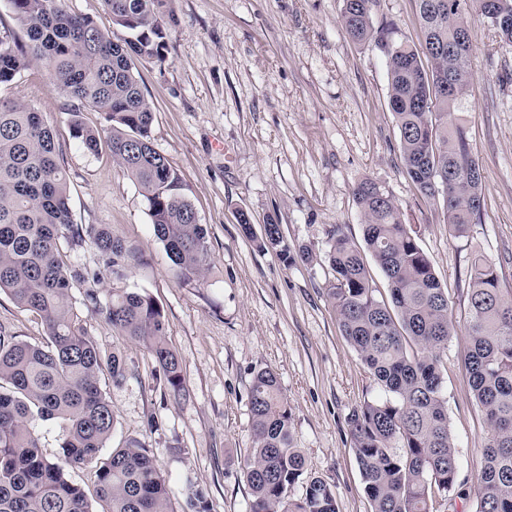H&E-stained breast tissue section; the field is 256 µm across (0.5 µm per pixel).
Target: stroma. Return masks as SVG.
<instances>
[{"label": "stroma", "mask_w": 512, "mask_h": 512, "mask_svg": "<svg viewBox=\"0 0 512 512\" xmlns=\"http://www.w3.org/2000/svg\"><path fill=\"white\" fill-rule=\"evenodd\" d=\"M165 63L139 65L153 107L151 139L179 174L208 230L210 265L201 281L176 279L137 185L109 152L86 153L71 133L74 102L35 62L0 89L37 105L51 125L77 224H106L142 260L102 290L148 294L165 316L166 337L182 362L186 397L174 398L144 349L102 318L83 313L103 353H120L126 378L109 384L111 446L135 438L152 449L177 512L189 490L209 512H246L250 488L241 465L253 446L249 393L255 375L273 371L292 412L305 477L330 485L338 512H371L349 418L380 395L342 335L326 296L329 233L363 241L354 191L382 186L415 230L456 323L468 310L475 256L491 262L512 290V51L475 23L470 80L452 123L466 128L483 174L484 207L467 233H449L441 201L425 198L406 173L389 109L385 60L341 25L342 0H172ZM394 21L402 38L423 37L416 0H379L374 23ZM246 211L254 238L243 235ZM279 224L309 260L285 263L260 249L265 224ZM0 325L45 341L41 320L0 295ZM469 339L456 332L444 354L448 422L458 455L457 493L441 512H476L487 424L464 368Z\"/></svg>", "instance_id": "1"}]
</instances>
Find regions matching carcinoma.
Wrapping results in <instances>:
<instances>
[{
    "label": "carcinoma",
    "instance_id": "carcinoma-1",
    "mask_svg": "<svg viewBox=\"0 0 512 512\" xmlns=\"http://www.w3.org/2000/svg\"><path fill=\"white\" fill-rule=\"evenodd\" d=\"M103 2V17L94 19L69 12L63 0H9L29 45L25 51L0 36V87L11 85L31 60L41 61L53 86L78 102L70 112L73 137L90 154L107 147L147 201L178 278L198 281L210 261L208 231L176 170L153 149V110L137 68L143 60L166 61L169 0ZM417 2L424 53L395 23L373 24L378 0H343L341 22L352 41L372 43L384 57L407 174L424 197L442 202L450 230L463 234L480 219L483 176L468 133L448 122V114L468 84L469 18L478 17L512 49V0ZM86 108L103 113L105 126L86 125ZM355 197L364 247L339 229L330 234L326 295L343 336L384 393L349 418L359 470L372 512H436L435 498L448 500L458 486L442 372L456 332L448 291L395 200L371 181L361 183ZM83 242L117 278L138 261L109 226L73 222L68 177L44 113L0 97V293L37 314L46 332V341L32 343L0 327V512H175L150 449L132 440L103 453L114 426L103 382L124 380L126 360L102 353L76 305L142 345L177 397L184 392L181 362L151 296L133 289L105 294L96 288L98 272L68 262L67 248ZM258 246L288 264L308 259L304 249L292 253L277 224L265 225ZM367 256L388 282L389 304L368 278ZM470 280L466 367L490 426L477 512H512V293L499 288L494 266L481 257ZM75 288L83 289L79 301ZM249 417L254 448L242 466L249 512H338L332 489L320 479L291 496L305 460L273 372L254 377ZM51 420L59 427L56 458L43 452L37 429ZM75 467L92 472L94 490L71 479Z\"/></svg>",
    "mask_w": 512,
    "mask_h": 512
}]
</instances>
